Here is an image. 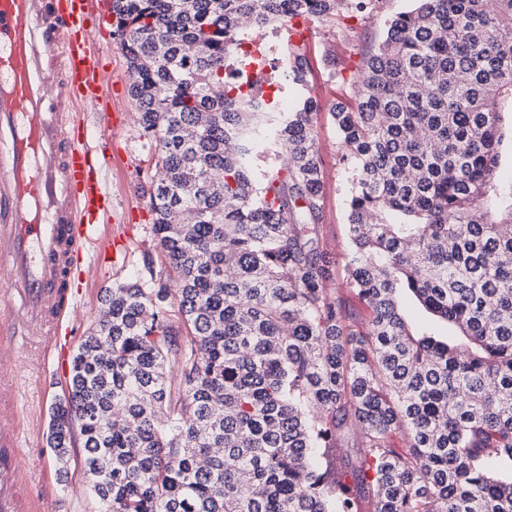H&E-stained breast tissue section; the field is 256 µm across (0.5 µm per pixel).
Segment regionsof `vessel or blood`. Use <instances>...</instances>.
Instances as JSON below:
<instances>
[{
  "instance_id": "vessel-or-blood-1",
  "label": "vessel or blood",
  "mask_w": 512,
  "mask_h": 512,
  "mask_svg": "<svg viewBox=\"0 0 512 512\" xmlns=\"http://www.w3.org/2000/svg\"><path fill=\"white\" fill-rule=\"evenodd\" d=\"M109 15L108 0H0V512L36 509L19 465L18 359L53 355L78 264L112 249V140H89L78 115L110 107L112 72L88 37Z\"/></svg>"
}]
</instances>
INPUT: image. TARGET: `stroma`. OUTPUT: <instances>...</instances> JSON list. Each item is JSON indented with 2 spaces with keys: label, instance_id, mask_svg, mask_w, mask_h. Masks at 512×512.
Masks as SVG:
<instances>
[{
  "label": "stroma",
  "instance_id": "stroma-1",
  "mask_svg": "<svg viewBox=\"0 0 512 512\" xmlns=\"http://www.w3.org/2000/svg\"><path fill=\"white\" fill-rule=\"evenodd\" d=\"M411 0H379L376 9L366 18L350 19L327 32L311 25L312 71L309 83L322 110L314 118V134L323 171V208L318 221L319 234L336 261L332 286L348 308L360 311L361 306L346 284L345 247L346 211L349 174L341 159L336 128L329 114L334 101L348 97L350 87L330 81L325 58L336 55L342 59L348 73L357 72L370 48L383 38L388 21L409 9ZM105 53L112 71V101L124 110L123 126L112 132V166L105 174V183L112 196V207L121 219L112 230L121 235L122 245L107 254L91 255L93 274L83 283L78 304L71 314L72 334L64 351L50 358L42 384H29V398L21 402L20 419H27L38 403L53 406L67 390L70 365L78 345L94 327L103 289L128 281L144 287L172 284V274L164 261L152 232L149 212V189L156 171L153 149L136 119L128 95L129 72L126 61L111 31H100L94 37ZM21 465L29 476L40 469L54 470V450L48 429L23 430L21 433ZM67 481L54 487H34L38 498L37 512H99V504L91 495L81 467L83 448L73 441Z\"/></svg>",
  "mask_w": 512,
  "mask_h": 512
}]
</instances>
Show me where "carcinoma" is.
Listing matches in <instances>:
<instances>
[{"mask_svg": "<svg viewBox=\"0 0 512 512\" xmlns=\"http://www.w3.org/2000/svg\"><path fill=\"white\" fill-rule=\"evenodd\" d=\"M375 2L112 0L179 288L104 289L53 408L58 475L77 426L100 512H358L315 461L350 425L374 512H512V0H414L332 106L364 322L318 236L308 43L274 56L286 112L226 66L249 31Z\"/></svg>", "mask_w": 512, "mask_h": 512, "instance_id": "carcinoma-1", "label": "carcinoma"}]
</instances>
